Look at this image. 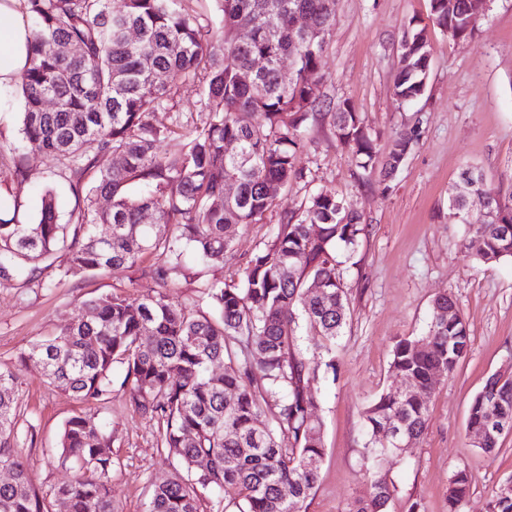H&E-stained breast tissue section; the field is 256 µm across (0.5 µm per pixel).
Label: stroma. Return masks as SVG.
<instances>
[{
  "mask_svg": "<svg viewBox=\"0 0 512 512\" xmlns=\"http://www.w3.org/2000/svg\"><path fill=\"white\" fill-rule=\"evenodd\" d=\"M425 27L431 68L423 95L414 103L393 92L395 46L408 22ZM327 79L322 102L350 104L363 118L381 149L394 134L419 126L420 138L396 175L387 181L364 174L328 124L308 126L311 145L297 155L303 180L291 183L261 223L233 225V250L223 263L187 260L173 281L179 301L195 300L205 285L237 278L259 247L270 242L284 217L300 215L312 194L346 199L363 216L368 231L355 252L337 250L350 318L336 342L335 368H321L312 393L319 402L325 455L305 512H348L366 494V437L363 414L400 380L389 368L392 348L402 337L421 335L433 299L452 294L470 331L471 348L457 369L431 391L429 419L420 439L389 459L383 471L395 491L386 512H448V484L454 472L467 471L471 491L461 512H489L499 487L512 480V434L497 454L488 455L467 435L473 395L486 379L512 366V259L484 264L462 245L464 225L449 221L448 198L462 168L484 169L502 197H512V0H488L474 37L457 43L434 26L430 0H337L336 21L322 60ZM205 82L180 85L174 108L154 112L157 126L202 123ZM24 99L19 87L0 92V218L35 223L41 196L57 194L61 218L75 199L55 160L27 152L25 171L14 176L15 149L21 142ZM140 267L87 280H57L30 288L22 280H0V365L18 379L22 404L19 449L39 492L66 481L58 462L64 421L79 408L67 393L49 385L39 366L22 363L30 344L56 326L81 316L82 301L104 294L138 296L155 290ZM123 366L112 369V395L98 413L112 437L114 512H144L153 485L171 478L176 458L156 448V426L126 404Z\"/></svg>",
  "mask_w": 512,
  "mask_h": 512,
  "instance_id": "1",
  "label": "stroma"
}]
</instances>
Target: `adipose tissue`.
I'll return each mask as SVG.
<instances>
[{"label": "adipose tissue", "instance_id": "adipose-tissue-1", "mask_svg": "<svg viewBox=\"0 0 512 512\" xmlns=\"http://www.w3.org/2000/svg\"><path fill=\"white\" fill-rule=\"evenodd\" d=\"M28 38L20 0H0V90L17 81L27 62Z\"/></svg>", "mask_w": 512, "mask_h": 512}]
</instances>
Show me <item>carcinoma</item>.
Instances as JSON below:
<instances>
[{
  "instance_id": "carcinoma-1",
  "label": "carcinoma",
  "mask_w": 512,
  "mask_h": 512,
  "mask_svg": "<svg viewBox=\"0 0 512 512\" xmlns=\"http://www.w3.org/2000/svg\"><path fill=\"white\" fill-rule=\"evenodd\" d=\"M186 0H23L31 33L28 65L18 86L24 97V149L53 156L67 171L75 198L62 224L55 198H42L34 224L0 221V279L42 288L51 283L42 262L64 248L59 276L85 280L119 274L155 257L150 274L162 290L142 297L107 294L82 302L85 314L21 353L48 382L81 408L60 434L61 464L74 471L54 496L68 512H113L111 436L97 408L112 395V367L125 368L122 396L156 425V447L179 458L184 473L153 486L146 512H303L324 456L318 400L311 386L324 357L336 349L349 303L336 247L355 251L366 225L348 201L316 193L301 216L277 225L273 240L248 261L239 281L212 283L198 299L179 302L164 292L187 256L222 263L232 249L228 224H258L280 193L304 178L295 164L307 123L321 116L351 153L357 168L390 179L419 133H398L388 152L377 149L364 120L348 104L320 112L318 90L306 73L320 70L336 20V0H220L224 37L216 40ZM430 0L433 24L448 25L469 41L472 0ZM308 15L312 34L293 28ZM248 28L239 43L234 32ZM137 31L130 41L125 31ZM66 43L67 55L55 51ZM393 80L404 102L420 97L431 66L427 39L410 22ZM292 69L281 79L284 62ZM251 72L248 82L241 75ZM204 75L207 117L179 130L158 128L149 115L174 107L179 84ZM175 137L183 146L161 153ZM238 145L229 154L226 146ZM118 166L98 168L103 155ZM236 195L224 194V183ZM448 214H460L467 246L483 263L512 258V203L503 200L477 166L459 176ZM485 195V216L468 217L465 196ZM110 228L99 236L97 227ZM321 337L318 350L302 349L296 331ZM424 347L419 349L417 344ZM470 348L469 331L452 295L437 296L420 336L393 346L390 368L419 396L383 392L365 411L369 437L364 457L369 494L349 512H385L392 489L380 472L398 454L384 449L390 424L420 438L428 423L427 398L439 377L453 372ZM223 369L218 375L211 368ZM270 421L258 425L263 414ZM20 416L14 372L0 366V512H50L18 452ZM470 436L496 453L512 434V377H488L470 402ZM206 460V468L197 464ZM470 492L464 470L448 484V512H459ZM494 512H512V490L494 496Z\"/></svg>"
}]
</instances>
